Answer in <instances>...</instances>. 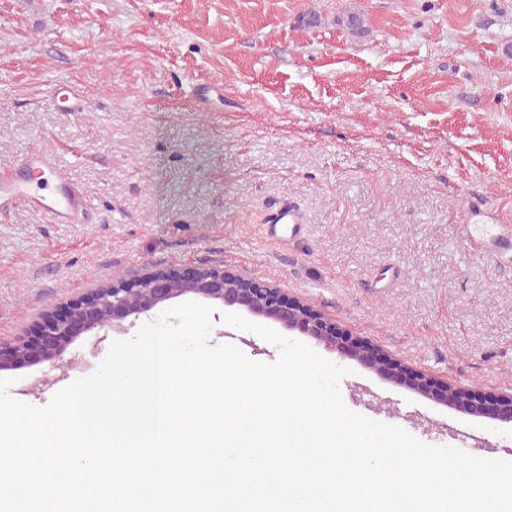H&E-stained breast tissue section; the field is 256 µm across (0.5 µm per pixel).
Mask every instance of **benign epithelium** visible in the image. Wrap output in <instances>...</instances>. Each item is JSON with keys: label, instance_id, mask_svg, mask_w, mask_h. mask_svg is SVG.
Masks as SVG:
<instances>
[{"label": "benign epithelium", "instance_id": "obj_1", "mask_svg": "<svg viewBox=\"0 0 512 512\" xmlns=\"http://www.w3.org/2000/svg\"><path fill=\"white\" fill-rule=\"evenodd\" d=\"M186 296L237 307L288 331L297 330L382 379L406 384L420 396L458 412L512 423V391L474 390L425 370L413 369L302 298L222 265L190 267L180 273L163 267L133 270L125 280L93 288L61 310L43 312L29 334L9 343L0 342V371L59 362L79 337L120 329L127 318L136 319Z\"/></svg>", "mask_w": 512, "mask_h": 512}]
</instances>
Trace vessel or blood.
Instances as JSON below:
<instances>
[{
    "mask_svg": "<svg viewBox=\"0 0 512 512\" xmlns=\"http://www.w3.org/2000/svg\"><path fill=\"white\" fill-rule=\"evenodd\" d=\"M19 205L45 210L57 224L81 223L86 209L52 161L30 152L22 153L9 171L0 174V212ZM462 232L476 253L512 257L511 225L466 224Z\"/></svg>",
    "mask_w": 512,
    "mask_h": 512,
    "instance_id": "vessel-or-blood-1",
    "label": "vessel or blood"
}]
</instances>
